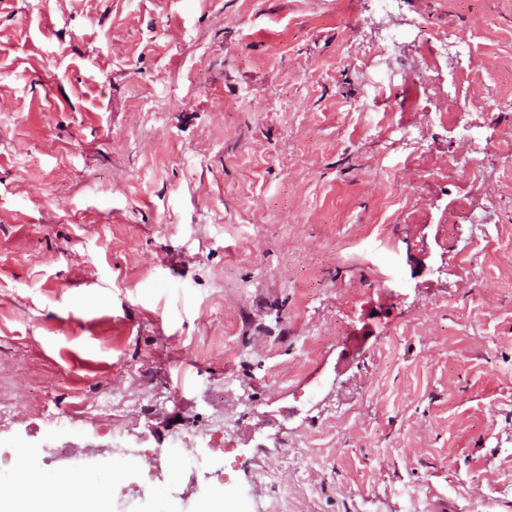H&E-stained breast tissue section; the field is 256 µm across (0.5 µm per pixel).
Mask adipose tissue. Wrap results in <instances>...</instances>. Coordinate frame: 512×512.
Instances as JSON below:
<instances>
[{"mask_svg": "<svg viewBox=\"0 0 512 512\" xmlns=\"http://www.w3.org/2000/svg\"><path fill=\"white\" fill-rule=\"evenodd\" d=\"M58 488L42 490L33 498L27 480L0 486V512H87L94 498L74 485L68 476L58 478Z\"/></svg>", "mask_w": 512, "mask_h": 512, "instance_id": "ef3b65f1", "label": "adipose tissue"}]
</instances>
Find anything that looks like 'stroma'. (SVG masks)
Instances as JSON below:
<instances>
[{"label":"stroma","instance_id":"obj_1","mask_svg":"<svg viewBox=\"0 0 512 512\" xmlns=\"http://www.w3.org/2000/svg\"><path fill=\"white\" fill-rule=\"evenodd\" d=\"M507 98L512 0H0V480L512 512Z\"/></svg>","mask_w":512,"mask_h":512}]
</instances>
